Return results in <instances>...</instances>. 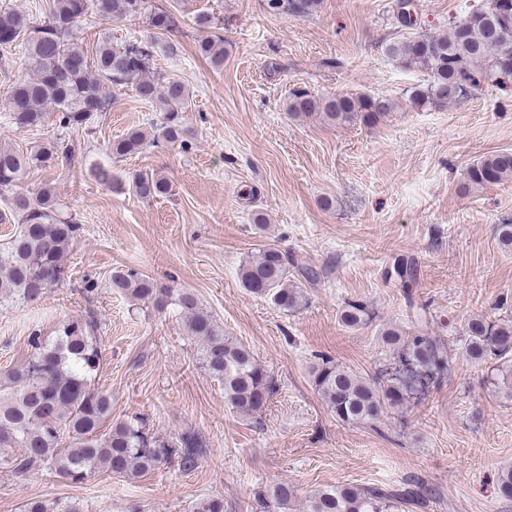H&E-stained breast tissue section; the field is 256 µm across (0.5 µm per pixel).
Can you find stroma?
Listing matches in <instances>:
<instances>
[{"label": "stroma", "instance_id": "1", "mask_svg": "<svg viewBox=\"0 0 512 512\" xmlns=\"http://www.w3.org/2000/svg\"><path fill=\"white\" fill-rule=\"evenodd\" d=\"M167 2L179 22L170 34L152 37L139 18L91 17L77 33L90 48L155 38L156 70L192 93L184 119L199 136L191 149L150 143L112 157L113 139L163 118L161 104L129 88L107 87L110 110L71 131L51 118L17 128L0 105V145L74 144L71 168L31 170L23 187L52 186L80 225L61 283L37 302L0 303V373L27 359L32 331L50 337L68 318L93 319L102 348L95 383L112 396L113 420L140 416L173 437L191 428L206 451L192 470L170 463L132 479L0 471V512H23L34 499L51 512H190L202 496L223 498L224 512H253L259 493L281 482L295 488L287 512H302L321 488L411 481L427 490L417 512H512L497 493L499 474L512 468V387L490 384L493 363L457 361L422 402L374 426L336 419L310 374L328 356L376 377L394 362L381 332L405 326L415 307L427 311L424 332L453 350L469 319L512 320V250L497 234L512 223V179L478 186L466 175L512 151V83L481 82L442 109L412 105L424 73L385 52L408 34L396 0H320L304 17L267 13L262 0ZM479 2L415 0L416 30L446 33ZM201 14L220 20L223 68L198 52ZM296 89L391 97L400 107L373 128L336 126L316 113L291 115ZM99 165L110 181L92 175ZM139 171L165 177L169 194L145 200L129 191ZM266 244L320 273L299 311L284 312L240 282L242 262ZM403 260L416 269L407 286L393 273ZM128 268L190 291L254 351L276 382L261 415L243 417L225 400L177 316L111 288L113 272ZM348 301L369 306L372 321L344 326Z\"/></svg>", "mask_w": 512, "mask_h": 512}]
</instances>
